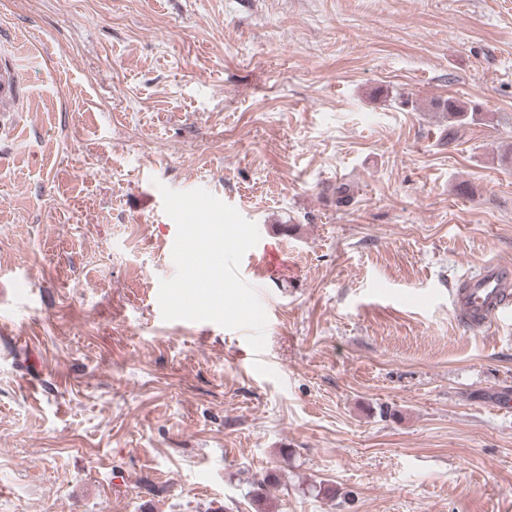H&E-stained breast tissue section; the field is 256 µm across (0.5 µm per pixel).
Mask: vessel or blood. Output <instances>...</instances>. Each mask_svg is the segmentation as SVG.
Masks as SVG:
<instances>
[{
  "mask_svg": "<svg viewBox=\"0 0 512 512\" xmlns=\"http://www.w3.org/2000/svg\"><path fill=\"white\" fill-rule=\"evenodd\" d=\"M20 98L19 78L10 68H0V110L13 109ZM455 319L466 331L484 328L492 318L512 309V262H482L467 277L452 299Z\"/></svg>",
  "mask_w": 512,
  "mask_h": 512,
  "instance_id": "1",
  "label": "vessel or blood"
}]
</instances>
